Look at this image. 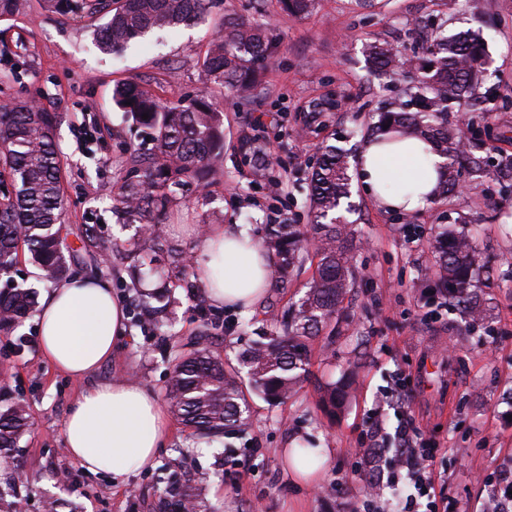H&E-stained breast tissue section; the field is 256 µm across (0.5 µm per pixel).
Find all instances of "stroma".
<instances>
[{"label": "stroma", "instance_id": "35a3bbf8", "mask_svg": "<svg viewBox=\"0 0 512 512\" xmlns=\"http://www.w3.org/2000/svg\"><path fill=\"white\" fill-rule=\"evenodd\" d=\"M229 14L263 23L277 45L246 99L207 80L201 68ZM97 26L26 0L23 12L0 20V100H34L61 114L55 141L65 163L66 221L96 225L108 244L136 232L112 211L125 160L154 146L112 102L122 81L165 101L205 92L224 113V158L209 193H188L156 228L164 243L190 255L196 233L210 224L249 225L259 241L268 225L308 223L306 178L320 147L358 157L377 112L409 97V78L370 69V44L419 57L436 32L478 33L484 79L466 103L448 108L449 124L478 130V145L457 166L460 189L439 192L414 212L383 211L353 181L340 213L360 240L354 287L333 346L321 337L311 345L309 380L284 405L253 398L252 425L242 436L209 442L172 421L154 466L125 483L87 474L67 455L63 424L85 383L42 358L36 319L0 335V384L26 401L33 422L13 464L0 466V482H27L24 512H46L56 498L72 512H154L173 466L197 481L208 512H414V488L395 453L407 418L437 449L435 512H486L495 499L492 481L512 472V191L503 192L501 180L512 170V0H318L302 17L286 15L278 0H213L201 24L148 37L118 55L95 48ZM329 94L347 100V108L314 118L313 103ZM93 127L97 137L87 138ZM251 140L267 148L272 167H255L243 148ZM444 225L465 230L485 264L478 285L487 320L465 319L450 293L435 287L431 234ZM312 272L307 266L288 283L273 282L253 309L219 308L215 355L232 359L247 348L266 309L282 310L302 296ZM200 325L196 299L177 289L167 331L128 325L98 379H131L163 396L168 351ZM346 370L352 396L332 418L317 403V387ZM306 440L326 451L310 482L283 456ZM373 447L383 481L375 496L356 477L363 449Z\"/></svg>", "mask_w": 512, "mask_h": 512}]
</instances>
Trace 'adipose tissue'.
Instances as JSON below:
<instances>
[{
	"mask_svg": "<svg viewBox=\"0 0 512 512\" xmlns=\"http://www.w3.org/2000/svg\"><path fill=\"white\" fill-rule=\"evenodd\" d=\"M443 163L430 145L394 132L389 141L366 144L357 173L382 208L412 212L436 197ZM197 249L218 278L206 287L211 304L243 310L261 302L271 283V262L246 229L207 226ZM125 323V308L107 281L76 278L44 296L38 314L41 351L64 375L89 376L111 359ZM168 436L169 421L155 395L122 379L87 387L71 403L64 425L68 455L86 472L115 480L153 466Z\"/></svg>",
	"mask_w": 512,
	"mask_h": 512,
	"instance_id": "1",
	"label": "adipose tissue"
}]
</instances>
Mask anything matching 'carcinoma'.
Segmentation results:
<instances>
[{
    "instance_id": "cac0c4a2",
    "label": "carcinoma",
    "mask_w": 512,
    "mask_h": 512,
    "mask_svg": "<svg viewBox=\"0 0 512 512\" xmlns=\"http://www.w3.org/2000/svg\"><path fill=\"white\" fill-rule=\"evenodd\" d=\"M45 8L82 16L105 12L96 30L95 44L103 52L119 54L134 40L158 31L193 26L204 19L211 0H43ZM287 15L310 13L316 0H278ZM275 43L262 24H249L232 16L209 43L202 67L213 82L246 97L259 83L261 63L273 57ZM368 58L379 71L419 73L414 96L394 110L383 112L375 126L380 135L398 129L433 144L447 159L441 173L455 188L454 163L464 152V132L448 125V102L471 92L485 62L480 36L463 32L438 37L426 61L415 66L384 45H372ZM115 107L133 116L149 130L156 150L135 153L113 208L127 223L137 224L141 240L123 246L97 244L99 255L112 257L119 249L135 256L155 240L154 216L166 212L179 193L192 184L206 189L215 165L224 155V117L216 103L204 95L188 101L163 102L134 83L115 86ZM148 118H142V115ZM60 116L29 100L0 107V335L12 334L37 306L31 288L13 284L12 271L26 255L47 281L71 274L67 248L63 187L64 162L55 143ZM348 154L334 147L323 150L309 183L311 224H270L262 249L272 261L273 273L291 278L305 264L314 266L304 295L283 315L270 314L271 330L254 340L237 362L218 357L198 336L188 351L169 357L170 376L165 399L191 435L206 440L238 433L250 423L248 397L255 394L270 405H281L307 379L310 347L321 334L333 342L344 318L343 301L353 288L352 259L356 248L352 225L336 217L341 200L350 196ZM433 249L440 286L455 295L474 319L487 318V309L475 291L481 269L471 238L463 231L441 230ZM172 286L142 294L134 318L144 327H164L162 312L170 302V288L192 278L201 280L192 259L181 252L172 262ZM319 405L331 416L342 411L351 397L349 385L329 382L319 386ZM31 416L22 399L0 409V462L9 463L19 439L29 430ZM24 497L16 484L0 487V512H23ZM203 512L198 490L169 479L159 504L160 512Z\"/></svg>"
}]
</instances>
